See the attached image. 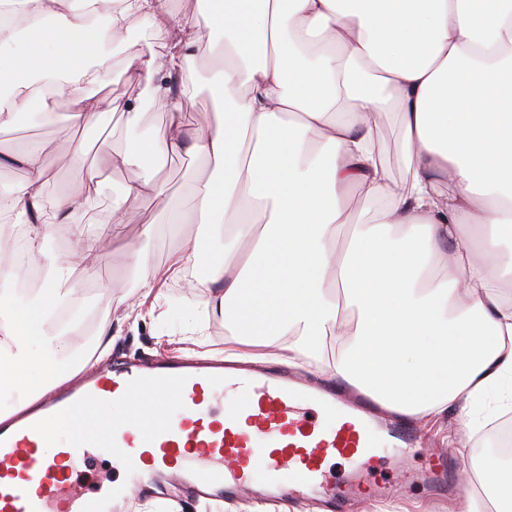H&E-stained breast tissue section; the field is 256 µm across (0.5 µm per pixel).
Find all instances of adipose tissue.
<instances>
[{
    "instance_id": "obj_1",
    "label": "adipose tissue",
    "mask_w": 512,
    "mask_h": 512,
    "mask_svg": "<svg viewBox=\"0 0 512 512\" xmlns=\"http://www.w3.org/2000/svg\"><path fill=\"white\" fill-rule=\"evenodd\" d=\"M0 0V126L28 112L40 89L78 103L76 122L100 118L92 90L109 72L108 45L129 19L161 20L160 0ZM166 56H138L128 70L171 115L166 131L109 158L129 198L162 202L147 172L176 152L198 155L194 223L230 231L215 257L195 240L141 278L156 288L189 265L203 268V312L230 330L224 357L326 365L329 377L428 422L493 393L512 398V0H200ZM105 14L107 28L90 21ZM222 33L215 110L184 137L172 84L194 81L183 62ZM394 114L409 178L393 181L374 154L383 115ZM27 178L0 194V212L29 217V240L78 224L96 178L44 193L47 161L16 157ZM384 201L377 221L354 210ZM351 239L336 251L337 230ZM42 282L20 305V278L0 265V381L16 395L0 420L91 368L72 359L59 313L72 307L70 262L41 257ZM474 473L512 512V463Z\"/></svg>"
}]
</instances>
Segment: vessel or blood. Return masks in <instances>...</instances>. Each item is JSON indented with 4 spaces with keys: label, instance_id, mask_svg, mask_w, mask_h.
Returning a JSON list of instances; mask_svg holds the SVG:
<instances>
[{
    "label": "vessel or blood",
    "instance_id": "1",
    "mask_svg": "<svg viewBox=\"0 0 512 512\" xmlns=\"http://www.w3.org/2000/svg\"><path fill=\"white\" fill-rule=\"evenodd\" d=\"M137 392L156 393L154 422L134 417L111 428L94 415V408L123 405ZM73 414L92 436L53 445L49 425ZM50 445L56 453H47ZM416 447L412 427L383 415L370 394L348 396L285 367L110 363L72 388L49 392L37 411L0 422V512H117L124 498L119 486L83 488L73 480L101 457L137 482L176 469L199 496L231 499L254 486L268 498L322 494L333 512H345L356 494L388 496L386 483L366 478L380 449L402 459ZM332 460L347 466L341 481L331 479ZM417 477L436 494L455 487L444 460Z\"/></svg>",
    "mask_w": 512,
    "mask_h": 512
}]
</instances>
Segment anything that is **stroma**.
Instances as JSON below:
<instances>
[{
	"mask_svg": "<svg viewBox=\"0 0 512 512\" xmlns=\"http://www.w3.org/2000/svg\"><path fill=\"white\" fill-rule=\"evenodd\" d=\"M131 37L123 45L114 48L111 67L106 83L96 88L95 96L100 102L102 115L97 125L76 127V134L84 138L90 147L87 165L74 166L60 163L55 158V128L41 124L36 113H28L23 123H12L0 128V155H7L30 144H37L48 161L45 192L56 196L65 192L71 183L86 179L91 170L99 165L107 153H117L133 148L128 113L122 112L124 103L138 99L142 108L137 121L140 129L165 128L169 122L167 112L157 109L147 100L142 86L126 76L125 66L130 57L144 54L165 55L168 51L166 39L157 35L154 20L141 16L130 21ZM197 75L193 85L183 93L191 108L201 111L214 103V92L207 81L212 70L211 49L206 43H198L191 59ZM375 142L388 175L394 181L407 176L406 161L401 148V136L394 119H385L378 130ZM179 160L186 173L172 178L168 170H159L158 181L168 188L172 203L185 215H193L194 199L190 189L188 171L198 177L208 175L203 159L180 154ZM127 179L125 170L112 168L108 179L102 181L93 207L82 225H53L46 240L47 252L69 257L72 261V281L77 288V302L73 311L76 325L68 336L72 353L80 355L92 349L103 324L116 323L124 314L126 306L140 301L139 280L142 266H166L172 254L194 239L208 241L213 253L224 250L221 240L211 238L209 229L203 224H185L167 227L157 202L149 198L123 199L120 189ZM123 201L135 219L125 225L113 237L106 258L100 259L83 251V233L105 229L107 217L115 201ZM154 226L153 236H146V226ZM163 294L173 310L165 323L145 321L138 327H123L114 336L109 361H149L161 356L176 357L181 347L197 348L200 357L213 358L224 353V318L211 315L204 321L202 337L186 336V313L194 311L205 299L202 288L183 290L180 279L166 283ZM419 451L401 460L378 461L372 477L390 483L392 494L389 501L375 502L368 497L355 498L349 503V512H386L389 503L419 504V512H490L485 494L477 484L463 483L460 494L436 498L422 487L408 481L409 472L423 468L437 459H452L457 474L472 469V461L487 455L491 440L490 428L471 431L466 416L451 408L435 425L418 426ZM131 512H328L323 500L315 498H284L266 503L255 497L248 489L241 490L236 499L195 498L182 485L178 474L156 475L150 485L130 498Z\"/></svg>",
	"mask_w": 512,
	"mask_h": 512,
	"instance_id": "obj_1",
	"label": "stroma"
}]
</instances>
